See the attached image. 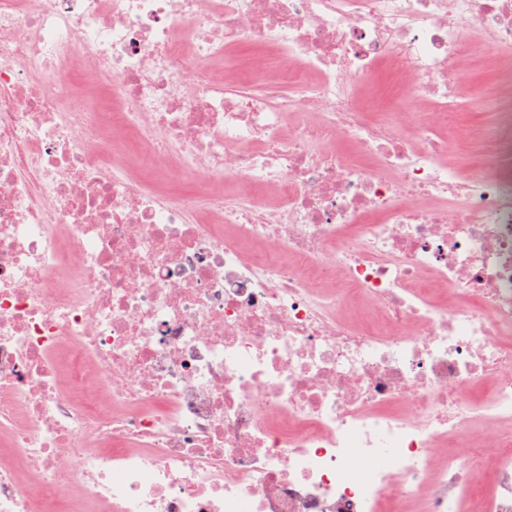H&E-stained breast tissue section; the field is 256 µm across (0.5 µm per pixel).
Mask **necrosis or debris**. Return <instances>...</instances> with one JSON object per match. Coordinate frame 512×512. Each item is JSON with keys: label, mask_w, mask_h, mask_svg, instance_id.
<instances>
[{"label": "necrosis or debris", "mask_w": 512, "mask_h": 512, "mask_svg": "<svg viewBox=\"0 0 512 512\" xmlns=\"http://www.w3.org/2000/svg\"><path fill=\"white\" fill-rule=\"evenodd\" d=\"M486 55L512 0H0V512H512Z\"/></svg>", "instance_id": "4bbe7bcc"}]
</instances>
